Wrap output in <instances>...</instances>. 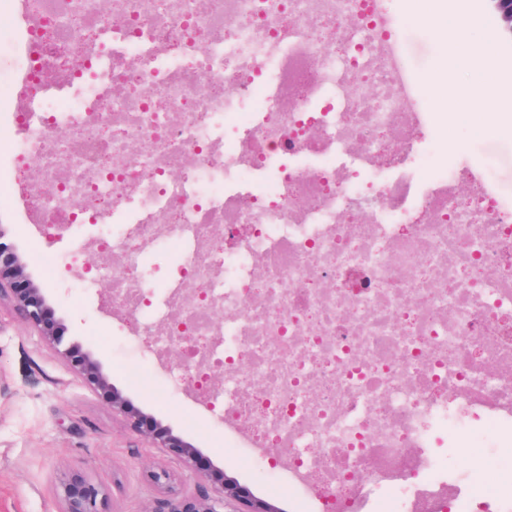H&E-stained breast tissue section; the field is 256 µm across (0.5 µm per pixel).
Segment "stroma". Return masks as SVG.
Segmentation results:
<instances>
[{"label":"stroma","mask_w":512,"mask_h":512,"mask_svg":"<svg viewBox=\"0 0 512 512\" xmlns=\"http://www.w3.org/2000/svg\"><path fill=\"white\" fill-rule=\"evenodd\" d=\"M433 6L445 8L449 25L467 22L472 46L492 59L491 71L482 75L458 65L455 87L482 84L497 94V107L465 100L449 122L434 110L427 80L443 70L445 55L434 31L412 16L413 10ZM387 7L420 107L432 122L430 147L399 145L405 163L389 173L407 185L406 206H413L444 171L458 173L461 194H468L471 179L477 176L493 187L502 205L512 208V39L501 34L488 0H388ZM14 35L12 16L0 9V106L15 96ZM17 140L15 125L0 119V225H6L31 277L62 317L67 340L93 353L136 407L170 426L256 497L273 499L283 512H318L315 499L299 498L285 489L286 455L250 456L242 433L201 405L186 385L162 393V386L174 378V359L140 351L134 337L138 316L124 307L109 312L102 306L112 282L96 270L112 258L92 246L98 226L76 224L50 236L27 222L19 201H8L2 170L12 163ZM45 256L54 259L53 269L42 266ZM133 364L148 370L153 388L129 379L127 369ZM416 454L425 465L447 460L449 469L478 483L503 465L500 456L485 450L480 467L435 445L417 449ZM163 461L160 450L148 447L113 415L111 406L70 372L9 303L0 304V512H58L57 481L71 468L83 469L112 492L110 512H160L161 497L150 490L146 472Z\"/></svg>","instance_id":"35a3bbf8"}]
</instances>
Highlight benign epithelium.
I'll use <instances>...</instances> for the list:
<instances>
[{
    "mask_svg": "<svg viewBox=\"0 0 512 512\" xmlns=\"http://www.w3.org/2000/svg\"><path fill=\"white\" fill-rule=\"evenodd\" d=\"M495 13L506 31L512 35V0H492ZM8 232L0 225V297H7L14 311L35 329L52 348L60 351L71 369L97 396L112 406L126 426L162 454L205 481L203 493L183 494L180 475L157 465L148 476L151 486L164 497L165 512H279L272 503L252 494L245 486L215 467L191 443L174 431L133 407L123 393L112 384L100 363L76 343L65 342V325L56 317L45 291L27 272V263L13 245ZM59 512H104L105 489L82 470H69L57 484Z\"/></svg>",
    "mask_w": 512,
    "mask_h": 512,
    "instance_id": "obj_1",
    "label": "benign epithelium"
}]
</instances>
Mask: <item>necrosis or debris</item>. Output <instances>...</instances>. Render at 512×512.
<instances>
[{
    "label": "necrosis or debris",
    "mask_w": 512,
    "mask_h": 512,
    "mask_svg": "<svg viewBox=\"0 0 512 512\" xmlns=\"http://www.w3.org/2000/svg\"><path fill=\"white\" fill-rule=\"evenodd\" d=\"M10 3L16 155L39 167L15 195L47 222L102 226L117 296L148 311L157 345L201 338L206 362L185 344L179 370L203 388L223 376L213 407L287 453L289 488L331 485L319 512H357L365 488L382 512L423 495L512 512L511 480L492 504L469 486L446 501L453 474L411 454L433 426L457 455L482 435L512 447V210L452 178L407 209L381 179L389 136L421 142L427 123L385 0ZM354 144L372 193L331 163ZM260 171L258 193H233ZM161 242L182 255L163 294L142 272Z\"/></svg>",
    "instance_id": "necrosis-or-debris-1"
}]
</instances>
